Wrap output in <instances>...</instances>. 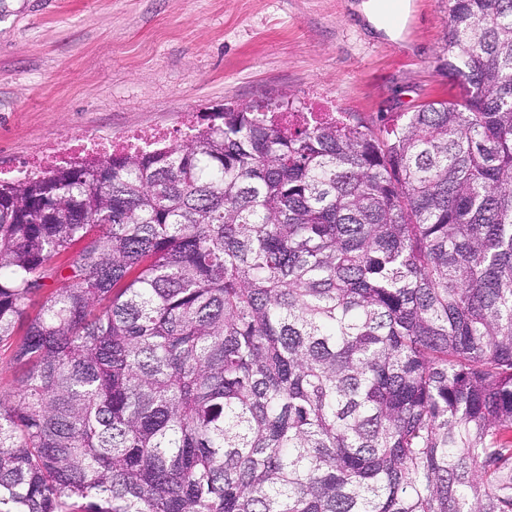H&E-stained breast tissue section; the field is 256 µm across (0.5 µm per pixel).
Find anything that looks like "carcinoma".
Segmentation results:
<instances>
[{
  "label": "carcinoma",
  "instance_id": "obj_1",
  "mask_svg": "<svg viewBox=\"0 0 512 512\" xmlns=\"http://www.w3.org/2000/svg\"><path fill=\"white\" fill-rule=\"evenodd\" d=\"M438 66L0 180V512H512V0Z\"/></svg>",
  "mask_w": 512,
  "mask_h": 512
}]
</instances>
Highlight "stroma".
<instances>
[{
  "label": "stroma",
  "instance_id": "35a3bbf8",
  "mask_svg": "<svg viewBox=\"0 0 512 512\" xmlns=\"http://www.w3.org/2000/svg\"><path fill=\"white\" fill-rule=\"evenodd\" d=\"M360 0H0V166L78 132L289 97L379 129L457 93L438 67L448 0L400 36Z\"/></svg>",
  "mask_w": 512,
  "mask_h": 512
}]
</instances>
